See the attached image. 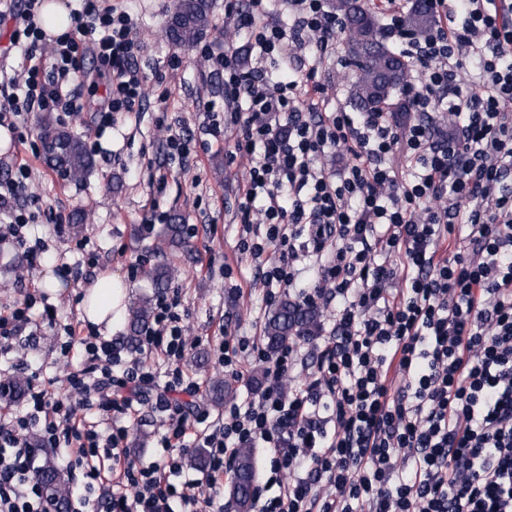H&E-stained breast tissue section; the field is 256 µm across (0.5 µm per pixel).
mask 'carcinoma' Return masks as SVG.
<instances>
[{
  "label": "carcinoma",
  "mask_w": 512,
  "mask_h": 512,
  "mask_svg": "<svg viewBox=\"0 0 512 512\" xmlns=\"http://www.w3.org/2000/svg\"><path fill=\"white\" fill-rule=\"evenodd\" d=\"M210 0H177L175 10L165 28L166 36L174 43L192 46L200 41L211 25ZM336 12L342 15L344 31L348 33L349 63L354 67L356 80L351 89V101L360 112L388 107L395 112L405 111L399 101L408 85L409 64L382 42L379 20L360 3V0H336ZM405 25L419 36L433 26L429 7L415 0L404 17ZM41 138L47 150V160L61 175L74 180L86 178L94 170V161L83 140L59 127L51 119L42 118ZM163 240L178 247L183 240L181 217L175 214L163 227ZM171 279V270L158 266L150 274L151 288L160 294ZM153 297L141 296L127 310V340L135 343L148 326L153 314ZM316 322V313L288 299L281 300L268 316L265 325L266 348L271 354L288 344L295 336L305 335ZM209 400L220 407L234 397L232 384L220 378L209 383ZM38 479L51 491L56 512H67L70 482L67 476L48 458L38 470ZM258 480L255 451L249 446L237 449L228 488L235 512H251L253 492Z\"/></svg>",
  "instance_id": "cac0c4a2"
}]
</instances>
